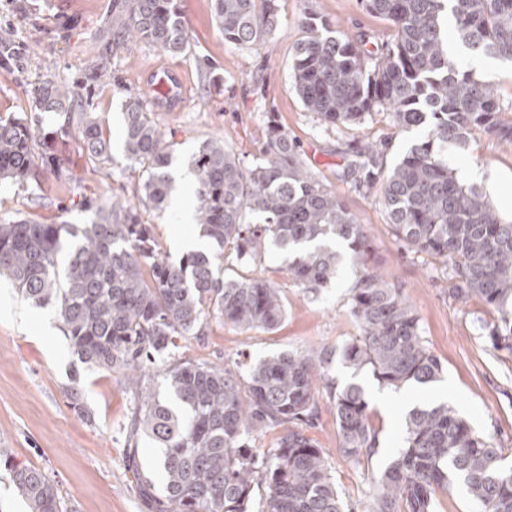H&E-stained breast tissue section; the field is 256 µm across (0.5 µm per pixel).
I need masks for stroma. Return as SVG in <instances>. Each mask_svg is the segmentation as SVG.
I'll list each match as a JSON object with an SVG mask.
<instances>
[{"mask_svg": "<svg viewBox=\"0 0 512 512\" xmlns=\"http://www.w3.org/2000/svg\"><path fill=\"white\" fill-rule=\"evenodd\" d=\"M29 17L13 14L12 0H0V24L17 29L28 51V71L0 74V116L29 109L28 83L41 75L72 81L93 65L112 0H32ZM280 22L266 49L227 42L212 0H178L187 26L191 55H173L144 43L115 50L112 70L120 89L100 88L94 107L110 131V169L90 162L72 138L57 139L52 151L67 174L48 176L40 186L0 184V216L30 215L58 224H83L89 212L83 197L108 203L112 196L140 200L141 178L123 155L121 110L125 93L142 97L173 145L177 197L195 206V186L185 183L189 157L208 138L219 136L243 165L262 158L269 119H277L298 145L301 160L335 191L357 216L372 242L374 260L387 280L404 289L420 320L421 333L438 358L443 375L437 386L381 389L369 371H353L333 359L327 373L339 382L356 381L367 395L385 394L371 403L370 424L379 445L367 461L354 463L340 451L336 416L326 390H319V414L306 434L326 457L350 512H373V477L379 476L401 448L409 410L431 403L436 390L447 391L450 407L478 432L490 436L512 468V351L494 347L490 332L498 311L482 300L451 298L450 274L434 259L408 249L392 233L381 195L338 179L339 166L355 141L384 138L385 156L395 163L415 139L395 128L387 112L366 116L356 125L331 127L307 112L291 88L293 46L301 35L299 20L316 14L334 28L388 37L386 23L370 15L361 0H279ZM208 58L220 68V84L209 82L197 61ZM167 68L181 79L180 97L165 101L150 75ZM448 161L460 180L487 194L500 215L512 219V146L481 131L465 145H449ZM164 255L179 261L176 239L195 238V223H177L173 211L145 205ZM285 257L270 250L244 267L280 288L287 314L274 330H242L211 321L203 344L178 341L173 357L208 360L245 370L260 359L309 347L338 349L357 336L350 313L351 290L360 265L344 260L340 276L319 294L306 292L284 270ZM78 394L89 410L80 415L70 396ZM133 396L117 373H103L80 362L63 333L58 314L32 304L0 277V449L40 468L67 499L73 512H144L122 451L123 427Z\"/></svg>", "mask_w": 512, "mask_h": 512, "instance_id": "obj_1", "label": "stroma"}]
</instances>
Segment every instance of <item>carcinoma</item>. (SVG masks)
Returning <instances> with one entry per match:
<instances>
[{"mask_svg": "<svg viewBox=\"0 0 512 512\" xmlns=\"http://www.w3.org/2000/svg\"><path fill=\"white\" fill-rule=\"evenodd\" d=\"M389 24L392 38L350 36L317 15L301 20L291 85L303 107L330 126L353 125L386 110L401 130L423 136L389 166L387 140L358 141L339 177L380 190L388 223L408 248L451 267L448 294L478 297L497 308L494 344L512 350V220L448 164V145L480 130L512 144V122L500 118L497 83L448 58V20L472 57L512 63V0H363ZM224 40L266 46L279 23L277 0H215ZM106 54L69 85L45 78L29 91L30 112L0 117V182L26 185L59 174L49 152L54 137L77 139L89 160L112 161V144L94 112L96 90L110 83L112 47L137 39L174 55L189 48L176 0H112ZM15 31L0 26V69H22ZM55 118L46 130L43 115ZM124 153L142 178L145 198L163 210L173 191L172 148L136 94L122 105ZM196 223L212 249L179 262L162 255L139 207L114 200L85 224L0 218V274L40 306L53 307L74 354L98 370L125 375L134 393L123 462L147 512H348L321 450L305 434L316 418L315 381L334 356L367 368L382 385L428 387L442 367L421 335L403 289L367 265L368 237L344 201L299 158L288 130L267 128L260 163L246 167L221 139L192 156ZM347 242L364 271L350 299L359 334L339 351H288L257 361L241 375L204 360L156 356L207 335L216 317L242 330L276 328L286 314L277 286L261 276L224 274V257L245 266L272 245L288 256L285 271L317 294L340 271L329 241ZM162 377L165 392L151 385ZM341 453L359 463L376 448L368 403L358 384H327ZM283 428L264 452L254 434ZM162 449L163 489L139 466L141 439ZM30 512H70L39 469L3 453ZM461 480L482 512H512V470L489 438L445 403L415 407L402 448L374 479L375 512H435L434 491Z\"/></svg>", "mask_w": 512, "mask_h": 512, "instance_id": "cac0c4a2", "label": "carcinoma"}]
</instances>
